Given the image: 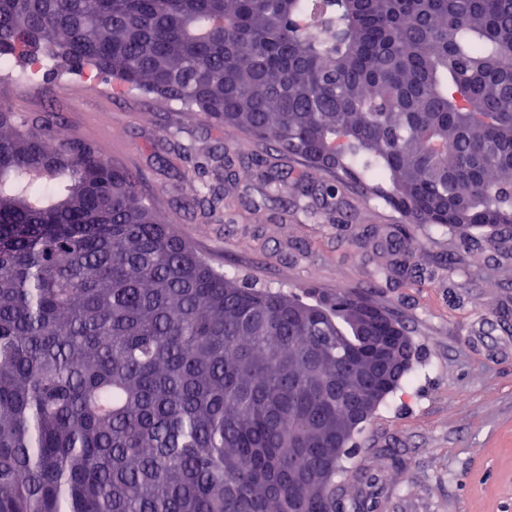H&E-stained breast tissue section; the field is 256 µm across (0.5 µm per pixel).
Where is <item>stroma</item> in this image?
I'll list each match as a JSON object with an SVG mask.
<instances>
[{
	"instance_id": "35a3bbf8",
	"label": "stroma",
	"mask_w": 512,
	"mask_h": 512,
	"mask_svg": "<svg viewBox=\"0 0 512 512\" xmlns=\"http://www.w3.org/2000/svg\"><path fill=\"white\" fill-rule=\"evenodd\" d=\"M0 101L94 141L108 159L140 173V190L163 219L241 283L284 292L311 286L325 295L361 291L402 321L415 348L413 366L364 424L354 454L358 468L379 480L371 487L342 482L346 498L369 499L374 512H512V328L502 322L512 311V241L499 250L483 242L472 247L463 256L465 277L444 267L447 231L426 227L402 254L426 277L380 279L374 243L397 233L399 213L352 187L339 205V224L311 218L295 201L299 159L267 155L240 133L228 137L178 102L116 92L111 81L93 84L65 69L34 84L19 67L0 77ZM180 146L197 157L224 146L245 165L266 157L287 193L263 198L244 165L224 183L231 214L202 219L186 204L189 164L178 157ZM344 222L366 235L367 245H351Z\"/></svg>"
}]
</instances>
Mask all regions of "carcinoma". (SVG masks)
I'll return each mask as SVG.
<instances>
[{
  "mask_svg": "<svg viewBox=\"0 0 512 512\" xmlns=\"http://www.w3.org/2000/svg\"><path fill=\"white\" fill-rule=\"evenodd\" d=\"M512 0H0V65H69L278 155L332 221L356 186L399 232L512 237ZM188 205L224 217L213 177ZM97 144L0 103V512H342L336 435L370 301L241 285ZM378 275L406 271L399 240Z\"/></svg>",
  "mask_w": 512,
  "mask_h": 512,
  "instance_id": "carcinoma-1",
  "label": "carcinoma"
}]
</instances>
